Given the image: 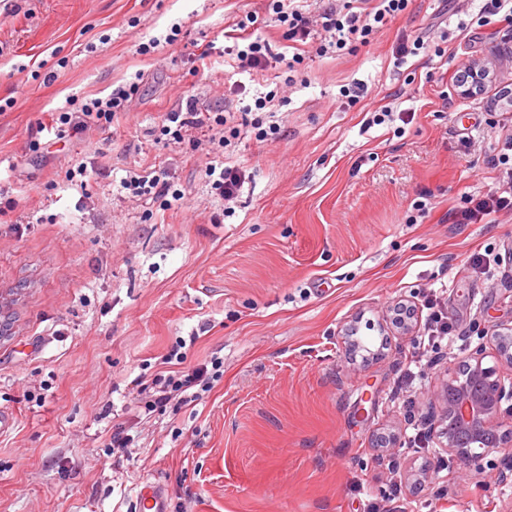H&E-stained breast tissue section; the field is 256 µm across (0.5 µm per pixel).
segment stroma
I'll list each match as a JSON object with an SVG mask.
<instances>
[{
  "mask_svg": "<svg viewBox=\"0 0 512 512\" xmlns=\"http://www.w3.org/2000/svg\"><path fill=\"white\" fill-rule=\"evenodd\" d=\"M480 0H410L370 44L244 73L224 55V29L254 14L255 36L287 52L267 0H17L0 2V512H137L145 483L167 512H390L391 481L413 512H512V447L480 465L450 461L434 496L424 477L441 452L380 448L413 435L444 381L481 345L473 325L512 326V211L491 224L450 218L489 192L495 139L489 99L455 92L459 64L496 60ZM478 35L468 44L458 31ZM441 26L448 57L426 50L395 66L401 35ZM175 42H168V35ZM159 38L151 53L140 44ZM215 44L206 63L192 51ZM294 77L286 85V77ZM139 79L110 132L91 129L64 151L52 115L67 99L106 97ZM369 95L345 104L343 86ZM274 93L279 128L198 150L169 140L167 112L187 96L241 112ZM388 106L404 125L367 126ZM248 173L232 201L205 176L212 161ZM84 166L82 181L68 172ZM164 167L180 200L139 199L130 173ZM430 202L416 218L415 201ZM494 251L487 277L474 258ZM447 287L454 333L418 367L390 313L403 298ZM356 323L376 355L352 360L338 330ZM187 362L223 358L199 401L145 416L137 376L163 371L179 340ZM415 379L398 391V378ZM414 399L407 408L406 399ZM112 403L135 444L107 451Z\"/></svg>",
  "mask_w": 512,
  "mask_h": 512,
  "instance_id": "obj_1",
  "label": "stroma"
}]
</instances>
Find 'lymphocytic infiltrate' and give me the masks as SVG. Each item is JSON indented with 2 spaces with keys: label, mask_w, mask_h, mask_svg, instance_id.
Masks as SVG:
<instances>
[{
  "label": "lymphocytic infiltrate",
  "mask_w": 512,
  "mask_h": 512,
  "mask_svg": "<svg viewBox=\"0 0 512 512\" xmlns=\"http://www.w3.org/2000/svg\"><path fill=\"white\" fill-rule=\"evenodd\" d=\"M409 0H335L318 14H311L297 0H271L270 7L277 22L286 24L292 41L314 39L315 52L324 56L341 53L355 45L369 42L388 19L404 12ZM229 44L224 54L233 56L240 69L264 68L281 64L285 54L273 52L269 41L253 36L245 21H236L225 34ZM139 82L117 86L104 98L82 102L76 111L60 112L58 120L71 134L85 132L91 126H111L117 113L126 111L139 92ZM495 110L502 113V126L495 137V148L488 163L496 173L494 191L469 196L464 207L455 209L454 221L458 224H489L496 213L512 210V83L498 88L493 100ZM173 123V139L182 142L185 133H208L224 126L229 118L221 112L199 108L194 97H187L178 111L167 113ZM412 319L420 325L422 340L434 344L447 337L453 328L448 317V307L442 294L429 291L421 304L405 303L393 313V323ZM187 355L172 349L165 361L170 364L168 373L156 374L143 382L146 400L142 406L145 415L166 413L167 409L195 402L200 393L210 391L222 366L221 361L211 360L186 366Z\"/></svg>",
  "instance_id": "lymphocytic-infiltrate-1"
}]
</instances>
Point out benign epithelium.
Listing matches in <instances>:
<instances>
[{"instance_id":"obj_1","label":"benign epithelium","mask_w":512,"mask_h":512,"mask_svg":"<svg viewBox=\"0 0 512 512\" xmlns=\"http://www.w3.org/2000/svg\"><path fill=\"white\" fill-rule=\"evenodd\" d=\"M357 330L348 325L341 336L352 350L373 351L356 338ZM485 349L479 346L471 355L468 371L452 374L442 387L441 404L433 416L440 448L461 461L472 462L482 458L488 449L475 451L486 437L493 438L490 447L502 446L499 430L503 402H512V372L495 377V372L483 366Z\"/></svg>"}]
</instances>
